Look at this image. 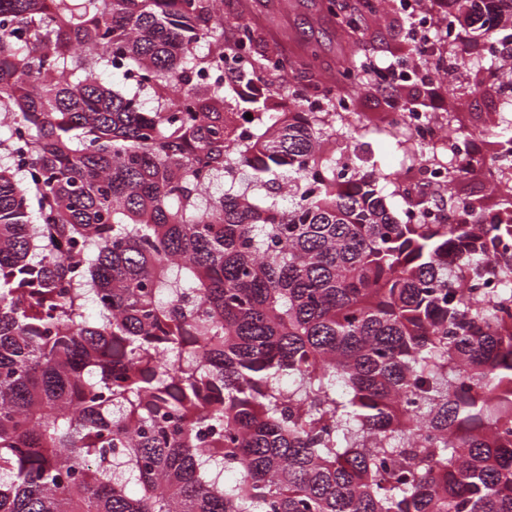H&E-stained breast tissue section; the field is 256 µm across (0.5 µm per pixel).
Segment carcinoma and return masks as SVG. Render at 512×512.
I'll list each match as a JSON object with an SVG mask.
<instances>
[{"mask_svg":"<svg viewBox=\"0 0 512 512\" xmlns=\"http://www.w3.org/2000/svg\"><path fill=\"white\" fill-rule=\"evenodd\" d=\"M452 4L482 94L512 0ZM223 11L0 0V512H512V183L396 216L327 121L369 62L275 112L194 81L256 39Z\"/></svg>","mask_w":512,"mask_h":512,"instance_id":"obj_1","label":"carcinoma"}]
</instances>
